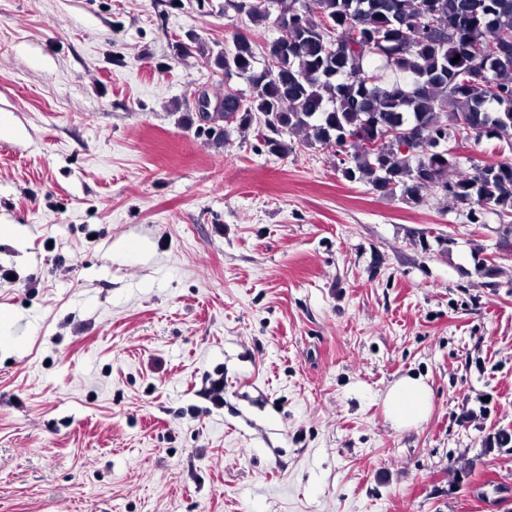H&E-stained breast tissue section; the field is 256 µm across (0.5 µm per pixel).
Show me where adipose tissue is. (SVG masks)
I'll return each instance as SVG.
<instances>
[{
  "instance_id": "adipose-tissue-1",
  "label": "adipose tissue",
  "mask_w": 512,
  "mask_h": 512,
  "mask_svg": "<svg viewBox=\"0 0 512 512\" xmlns=\"http://www.w3.org/2000/svg\"><path fill=\"white\" fill-rule=\"evenodd\" d=\"M432 392L423 379L404 376L395 381L384 397L386 417L394 428H411L427 419Z\"/></svg>"
}]
</instances>
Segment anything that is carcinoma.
Wrapping results in <instances>:
<instances>
[{"label": "carcinoma", "mask_w": 512, "mask_h": 512, "mask_svg": "<svg viewBox=\"0 0 512 512\" xmlns=\"http://www.w3.org/2000/svg\"><path fill=\"white\" fill-rule=\"evenodd\" d=\"M254 22L279 26L288 16V49L256 65L254 43L237 35L230 48L203 53L224 73V122L249 126L269 116L267 151L293 150L300 136L338 158L348 181L416 205L438 195L468 209L471 223L488 208L512 242V61L497 43L512 36V0H233ZM460 60L451 63V59ZM245 78L251 97L229 88ZM415 130L420 146L406 152L388 137ZM501 143L489 164L459 157L448 141ZM377 139L376 150L367 139ZM457 178L448 179V172Z\"/></svg>", "instance_id": "obj_1"}]
</instances>
